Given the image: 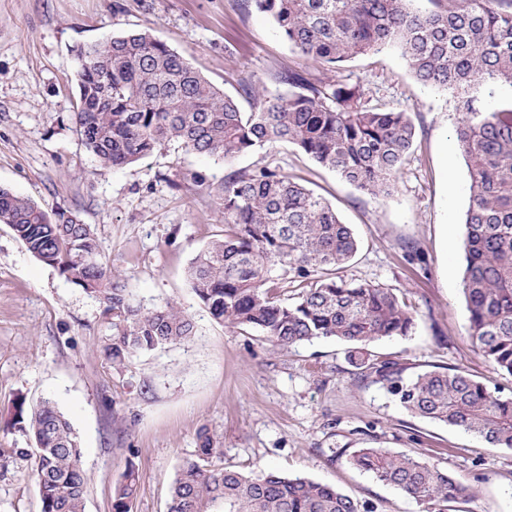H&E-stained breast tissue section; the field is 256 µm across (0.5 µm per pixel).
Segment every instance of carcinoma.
I'll list each match as a JSON object with an SVG mask.
<instances>
[{
    "label": "carcinoma",
    "mask_w": 512,
    "mask_h": 512,
    "mask_svg": "<svg viewBox=\"0 0 512 512\" xmlns=\"http://www.w3.org/2000/svg\"><path fill=\"white\" fill-rule=\"evenodd\" d=\"M270 17L305 61L334 67L359 54L400 47L416 80L458 104L454 134L469 172L464 213L463 288L469 336L484 360L512 376V0H246ZM76 118L99 168L133 163L167 142L187 152L232 160L289 143L370 195H389L412 148L410 116L370 104L356 85L331 92L304 72L285 79L298 91L260 98L240 111L163 40L129 30L78 50ZM224 239L209 243L188 270L192 292L217 321L257 330L275 345L334 339L360 353L361 376L381 384L410 415L456 427L495 448L512 449V395L488 389L459 368L404 376L395 361L374 360L367 346L411 335L415 319L394 289L340 275L358 240L321 196L268 167L239 170L220 185ZM0 224L27 252L94 295L112 315L104 347L115 365L137 353L188 339L192 320L167 303L143 308L118 287L101 261L91 225L72 212L47 211L0 188ZM294 301L281 298L292 285ZM14 421L33 440L40 512H85L88 477L82 448L64 412L45 399ZM194 457L171 486L167 512H374L306 476L219 467L223 450L202 431ZM352 464L424 505L461 512L473 489L434 464L386 448H360ZM138 470L126 463L113 485L112 512H132Z\"/></svg>",
    "instance_id": "cac0c4a2"
}]
</instances>
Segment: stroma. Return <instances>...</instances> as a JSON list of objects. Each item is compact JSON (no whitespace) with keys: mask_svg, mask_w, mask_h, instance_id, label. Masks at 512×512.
I'll return each mask as SVG.
<instances>
[{"mask_svg":"<svg viewBox=\"0 0 512 512\" xmlns=\"http://www.w3.org/2000/svg\"><path fill=\"white\" fill-rule=\"evenodd\" d=\"M128 30L165 41L252 112L253 87L288 96L289 69L332 88L362 87L371 104L408 113L416 138L394 192L372 196L280 143L235 161L169 143L132 164L100 169L76 128V50ZM452 95L418 83L390 46L327 70L303 62L272 19L245 0H0V187L92 225L102 261L126 295L147 308L177 304L194 331L184 342L112 365L104 306L32 257L0 224V512H40L29 436L13 405L56 401L83 448L85 512H112L127 461L139 474L133 512H166L182 461L207 432L221 466L304 475L376 512H424L422 504L353 468L360 448H387L437 464L477 494L466 512H512V449L410 416L381 384L362 379L345 345L317 340L288 348L213 319L194 296L188 268L223 238L215 190L240 169L267 166L322 196L359 240L343 275L399 289L415 316L405 338L371 346L406 376L458 367L512 392L472 346L462 295L469 175L453 134ZM204 177L191 186L190 174ZM423 258L409 262L407 243Z\"/></svg>","mask_w":512,"mask_h":512,"instance_id":"obj_1","label":"stroma"}]
</instances>
